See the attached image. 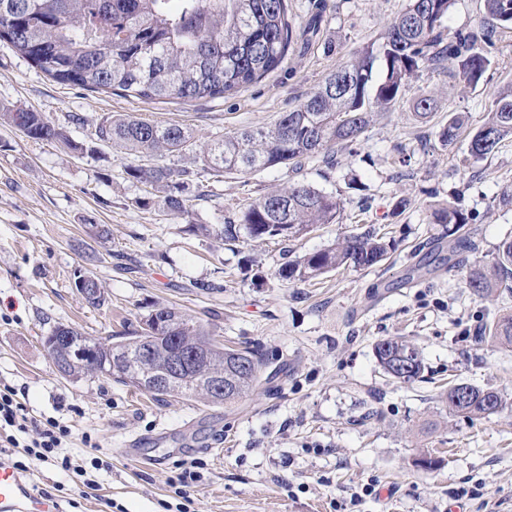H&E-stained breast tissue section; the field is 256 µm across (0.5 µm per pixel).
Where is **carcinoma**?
Segmentation results:
<instances>
[{
  "mask_svg": "<svg viewBox=\"0 0 512 512\" xmlns=\"http://www.w3.org/2000/svg\"><path fill=\"white\" fill-rule=\"evenodd\" d=\"M455 2L409 0L381 41L364 46L330 72L301 103L280 114L273 126L204 144L198 153L202 170L215 177L277 166L294 171L302 161L316 158L332 169L337 151L356 143L374 116L389 111L419 72H438L451 64L465 83L478 84L491 65L486 48L494 45L497 29L512 28V0H482L486 24L451 35L445 19ZM308 30L292 24L288 0H0V41L9 43L22 58L40 63L42 72L53 80L146 101L226 98L278 69L291 45ZM0 123L33 140L59 141L75 152L86 150L39 112L1 108ZM463 128L464 117L450 115L440 137L451 144ZM95 136L130 154L180 152L192 140V133L180 125L132 114L106 117L97 124ZM508 139H512V83L497 92L488 120L468 133L469 155L483 160ZM126 174L153 188L151 196L136 200L138 206L189 216L185 193L198 172L130 165ZM342 210L340 194L289 182L251 201L237 218L217 228L206 224L195 228L207 237L228 241L241 236L251 241L290 240L317 224L334 223ZM433 216L436 223L450 225V236L469 223L456 202L435 208ZM390 249L373 233L348 235L287 264L278 275L305 282L343 265L370 268L386 259ZM452 255L455 259L448 268L468 265L458 251ZM466 287L482 299L499 288L512 292L511 239L498 246L489 264L470 266ZM485 339L512 347L511 311L484 326L480 340ZM46 343L51 360L65 364L64 376L90 375L94 362L110 364L114 381L158 399L202 397L215 404L202 383L222 373L224 380L233 381L222 399L227 404L262 381L264 363L255 350L224 346L206 324L164 304L153 306L141 333L123 341L105 343L75 329L68 340L48 336ZM139 348L150 349L151 356L138 361L134 354ZM178 350L200 352L204 360L164 389H149ZM375 353L385 372L401 382L415 381L423 373L420 351L406 340L383 339L375 345ZM464 387L470 390L464 402L454 399V389L446 393L448 410L454 414L487 419L507 406L497 390L467 383Z\"/></svg>",
  "mask_w": 512,
  "mask_h": 512,
  "instance_id": "cac0c4a2",
  "label": "carcinoma"
}]
</instances>
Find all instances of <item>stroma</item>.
Listing matches in <instances>:
<instances>
[{
    "instance_id": "35a3bbf8",
    "label": "stroma",
    "mask_w": 512,
    "mask_h": 512,
    "mask_svg": "<svg viewBox=\"0 0 512 512\" xmlns=\"http://www.w3.org/2000/svg\"><path fill=\"white\" fill-rule=\"evenodd\" d=\"M406 3L326 0L318 35L292 46L277 70L229 98L191 103L63 85L0 42V105L39 112L86 146L75 154L0 124V381L17 388L33 416L66 421L72 448L91 435L105 463L91 497L71 473L32 464V493L64 486L63 512H161V502H179L170 486L176 464L195 459L203 465L190 490L195 512H344L368 483L377 494L359 512H512V409L472 421L450 413L443 397L465 382L512 398V350L479 339L484 324L512 310V294L473 296L445 261L454 238L432 217L453 200L469 214L463 236L477 245L473 262L491 261L512 239V203L500 201L512 192V141L476 162L466 137L450 145L440 138L454 112L479 128L497 90L512 82V30L497 36L493 67L478 85L420 72L353 151L339 152L335 170L313 159L295 173L275 167L220 182L201 175L211 195L190 188L187 220L138 207L150 188L125 172L131 164L192 168L197 143L274 124L378 40ZM424 89L437 101L428 119L413 107ZM128 113L190 128L195 143L135 156L96 140L102 118ZM292 179L340 193L339 221L289 241L225 243L196 232ZM100 225L108 238H97ZM367 230L392 241L387 260L279 280L285 263ZM80 272L102 283L103 306L78 293ZM158 303L209 322L224 344L258 350L274 378L216 406L56 371L43 339L57 326L102 340L128 336ZM390 337L418 346L422 379L403 383L384 371L375 345ZM135 437L149 440L151 460L129 456L125 444ZM427 451L443 457L439 469L415 467Z\"/></svg>"
}]
</instances>
